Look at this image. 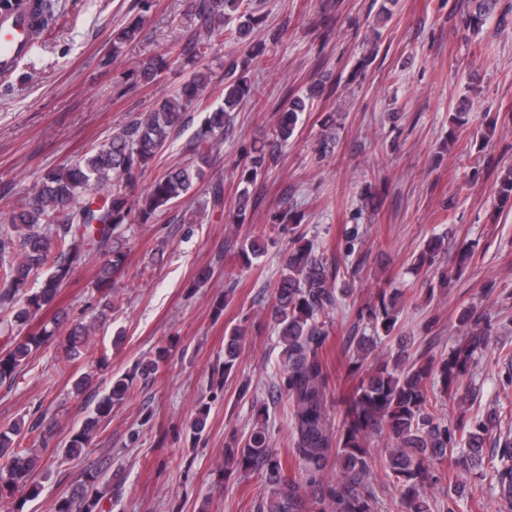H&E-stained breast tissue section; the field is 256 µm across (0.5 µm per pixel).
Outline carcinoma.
<instances>
[{"instance_id":"cac0c4a2","label":"carcinoma","mask_w":512,"mask_h":512,"mask_svg":"<svg viewBox=\"0 0 512 512\" xmlns=\"http://www.w3.org/2000/svg\"><path fill=\"white\" fill-rule=\"evenodd\" d=\"M467 23L479 29L497 10L499 0H470ZM36 22L32 41H37L53 19L52 0H35ZM261 17L248 10L244 0H195L194 35L181 48L183 67L190 77L179 89L136 118L81 160L49 170L21 203L13 206L0 225V383L13 381L44 338L60 334L56 319L43 335L19 336L14 331L55 300L73 266L86 261L92 245L105 249L97 286L102 289V308L97 318L73 322L59 345L55 366L66 371L81 355L97 323L112 309V281L124 268L126 253L109 245L123 236L132 221L151 224L176 206L184 208L181 222H197L196 211L185 207L195 183L220 151L230 127L231 112L253 96L246 72L263 47L249 44L246 54L224 63L223 104L205 105L212 74L206 64L214 38L228 35L246 42ZM139 36L138 23L112 33L111 59ZM162 56L140 60L134 72L139 81L153 82L166 67ZM328 92L319 83L307 96L291 97L279 110L271 145L251 150L234 165L238 177L232 223L252 220L249 187L276 162L294 136L306 97ZM203 109L201 127L190 141V161L172 166L156 176L137 195V186L173 135L187 127L193 113ZM469 122L468 101L458 102L452 113L455 129ZM501 206L512 205V166L497 177ZM66 218L58 220L63 210ZM302 214L286 206L274 217L273 230L288 237V248L268 312L280 349V374L276 392L284 399L291 429L290 453L298 465L299 478L285 474L280 453L271 445L268 418H258L246 437L231 434L224 443V476L257 475L259 493L255 512H376V486L383 483L398 493L402 512H431L429 489L438 482V467L448 473L468 462L482 460L486 444L493 445L490 485L497 491L503 512H512V436L498 431L502 419L512 417V401L502 403L482 417L468 414L475 392L464 380L485 351L493 326L488 315L474 306H463L456 315L462 333L448 353L439 357L420 354L410 359L406 351L383 358L376 353L378 341L392 335L398 321L401 294L378 288L359 310L372 334L348 337L345 356L356 380L332 423L328 410L331 377L324 360L329 332L326 316L338 304L337 292L353 295V289L336 288L341 276L355 277L364 266L356 253L359 227L344 232V260L328 263L301 231ZM261 239L246 238L240 245L243 265L265 249ZM448 253V234L430 237L413 261L425 274L438 269ZM351 262H346L347 258ZM42 277L36 289L29 280ZM246 329L237 326L224 337L222 377L229 379L238 365ZM171 356V344L161 343L151 358L133 371L111 379L110 387L92 412L62 448L64 455L79 457L100 429L106 428L114 406L135 391L138 382L153 377ZM455 400L454 414H442L444 398ZM39 417L20 418L0 428V459L8 463L7 476L0 475V499L11 497L28 482L39 467L36 446L47 442ZM381 438L384 454L376 458L372 441ZM100 475L88 474L71 494L55 501L50 512H98L103 493Z\"/></svg>"}]
</instances>
